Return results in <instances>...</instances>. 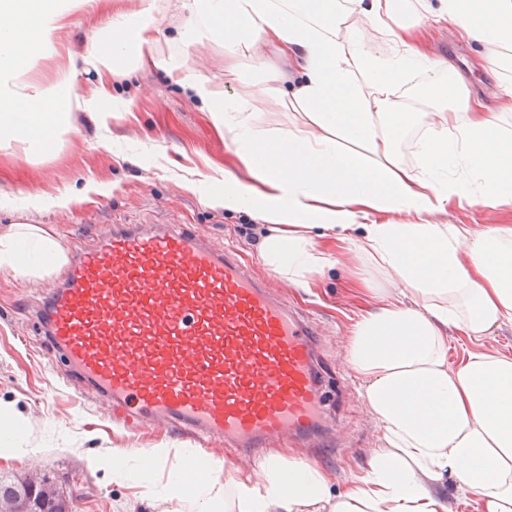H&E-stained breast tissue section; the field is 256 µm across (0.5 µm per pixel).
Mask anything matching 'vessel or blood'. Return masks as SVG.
<instances>
[{
  "mask_svg": "<svg viewBox=\"0 0 512 512\" xmlns=\"http://www.w3.org/2000/svg\"><path fill=\"white\" fill-rule=\"evenodd\" d=\"M24 312L67 385L95 392L125 426L162 425L235 460L320 442L317 326L240 252L187 225L116 223L82 238Z\"/></svg>",
  "mask_w": 512,
  "mask_h": 512,
  "instance_id": "vessel-or-blood-1",
  "label": "vessel or blood"
}]
</instances>
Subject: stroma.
<instances>
[{
    "label": "stroma",
    "mask_w": 512,
    "mask_h": 512,
    "mask_svg": "<svg viewBox=\"0 0 512 512\" xmlns=\"http://www.w3.org/2000/svg\"><path fill=\"white\" fill-rule=\"evenodd\" d=\"M170 3L155 0L157 29L143 47V63L129 74L100 77L82 62H70L69 55L80 52L115 12L135 7L136 0H90L65 17L30 74L48 84L67 66L77 95L97 87L103 95L96 111L73 113V128L53 153L0 150V232L24 218L66 247L114 222L175 218L215 244L239 249L272 287L286 290L317 323L330 386L326 400L335 409L337 446L314 459L288 446L277 448L275 455L321 470L332 492L344 491L365 474L382 445L381 429L361 396L362 379L348 361V347L357 322L392 300L396 287L336 232L322 229L313 232L314 246L334 259V267L311 275L307 285L289 283L270 271L257 243L243 233L253 216L211 205L210 177L231 172L251 186L256 180L206 109L182 87L180 72H166L154 61L181 58L230 94L254 90L262 76L248 62L225 54L223 43L185 45ZM414 25L422 33V50L448 57L470 86L494 103L496 81L482 62L483 47L456 25L431 18ZM35 194L41 198L36 209L29 205ZM61 196L67 205H57ZM436 220L478 230L512 226V204L453 201ZM58 279L55 270L34 278L0 271V415L24 428L19 438L0 437V476L47 477L69 500L71 512H169L170 503L153 496L136 477L113 479L109 462L117 450L135 457L151 448L177 451L184 441L162 427L127 431L113 426L104 410L66 389L61 371L35 348L38 331L23 309ZM469 350L512 358V323L475 342L459 332L449 334V365H457Z\"/></svg>",
    "instance_id": "35a3bbf8"
}]
</instances>
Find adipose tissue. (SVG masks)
Returning <instances> with one entry per match:
<instances>
[{
    "mask_svg": "<svg viewBox=\"0 0 512 512\" xmlns=\"http://www.w3.org/2000/svg\"><path fill=\"white\" fill-rule=\"evenodd\" d=\"M187 13V44L223 41L229 55L265 73L262 95L291 110L287 123L259 118L250 95L223 88L166 58L182 85L235 145L263 191L233 175L217 178L212 203L254 215L265 226L264 263L301 286L331 267L314 229L358 231L397 296L363 316L348 359L379 424L382 446L358 483L333 494L324 473L268 461L255 476L220 482L221 464L194 448L164 489L167 499H198L196 512H447L436 484L451 476L485 512H512V359L469 352L448 365V333L488 335L512 319V227L482 230L439 224L450 199L490 205L512 201V87L494 107L472 96L446 60L418 50L412 18L460 26L484 45L496 77L512 73V0H177ZM71 0H0V149L52 151L73 110L67 78L33 84L25 73L61 28ZM153 0L113 16L87 44L82 62L96 73L128 66L154 27ZM385 38L372 46L370 31ZM274 42L300 62L291 77L267 70L259 43ZM420 83L438 116L415 142L417 166L400 163L396 141L410 107L402 90ZM377 211L407 222L377 224ZM62 249L31 224L0 233V269L37 276Z\"/></svg>",
    "mask_w": 512,
    "mask_h": 512,
    "instance_id": "ef3b65f1",
    "label": "adipose tissue"
}]
</instances>
